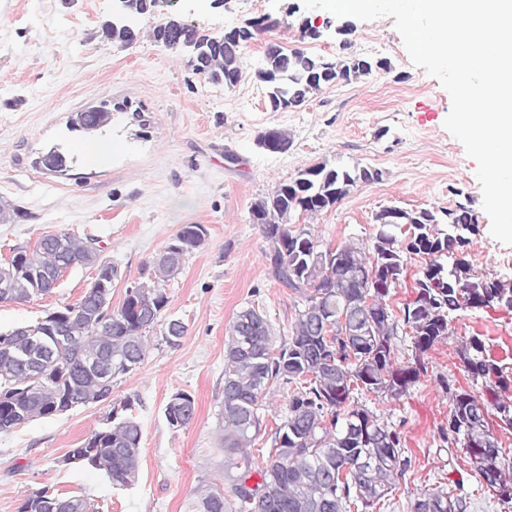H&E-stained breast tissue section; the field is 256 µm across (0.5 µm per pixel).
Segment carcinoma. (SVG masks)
<instances>
[{
    "mask_svg": "<svg viewBox=\"0 0 512 512\" xmlns=\"http://www.w3.org/2000/svg\"><path fill=\"white\" fill-rule=\"evenodd\" d=\"M278 21L252 18L245 27L204 34L195 26L171 19L153 31L170 49L189 53L195 74L224 86L243 76L242 50ZM113 44L127 47L138 33L122 20L106 27ZM373 64L312 56L302 50L269 45L257 79L264 83L275 111L300 107L314 91L338 79L368 75ZM112 112L101 107L79 112L74 131L92 133L107 126ZM41 165L67 169V156L53 147ZM381 178L377 169L336 168L323 162L280 183L251 206L254 223L270 245L266 254L271 276L298 295L291 338L275 347L270 324L254 308L238 313L229 327L224 350V401L217 441L224 451L228 489L202 484L194 493L193 512H369L395 489L411 468L400 432L380 420L376 411L358 402L354 387L387 400H398L427 372L424 354L446 339L458 313L502 306L512 310V279L477 274L465 248L477 231L471 210L463 203L442 211L383 208L375 215L378 229L370 246L347 242L337 251L339 262L304 228L289 223L297 211L316 214L334 206L358 183ZM406 228L397 239L394 230ZM207 230L185 224L143 268V280L127 287L122 305L112 308L117 266L100 258L99 249L71 233L49 234L34 249L18 247L0 263V302L27 301L56 288L59 273L75 265L93 267L94 283L74 304L48 313L33 325L0 330V432H11L42 418L101 403L112 395V383L143 363L151 332L160 329L163 342L178 344L187 325L162 320L169 303L167 283L183 269L188 256L203 247ZM429 256L417 282L416 298L403 305L402 319L390 308L392 290L406 272L407 256ZM410 327L412 355L394 359L398 325ZM458 357L474 385L494 392L486 404L444 379L452 399L448 426L440 437L459 448L486 487L505 504L512 503V460L503 456L490 432L489 408L512 427V375L486 356L485 342L471 336ZM293 387L288 413L271 434L264 466H254L246 449L260 436V401L274 384ZM135 400L113 403L104 426L64 456L70 465L105 475L112 487H131L138 480L142 427L133 416ZM194 398L186 392L170 397L164 417L173 429L190 425ZM467 498L445 488L416 498L411 512H468ZM17 512H97L82 496L48 489L27 495Z\"/></svg>",
    "mask_w": 512,
    "mask_h": 512,
    "instance_id": "carcinoma-1",
    "label": "carcinoma"
}]
</instances>
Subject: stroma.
Instances as JSON below:
<instances>
[{"label": "stroma", "mask_w": 512, "mask_h": 512, "mask_svg": "<svg viewBox=\"0 0 512 512\" xmlns=\"http://www.w3.org/2000/svg\"><path fill=\"white\" fill-rule=\"evenodd\" d=\"M277 19L243 55L244 74L231 90L196 75L186 53L156 43L155 26L172 19L217 33L260 15ZM114 17L113 0H0V201L21 213L0 224V260L42 236L71 233L98 241L101 255L118 267L112 304L142 280L146 261L186 224H201L208 239L167 286L164 318L187 327L178 345L152 334L139 369L119 377L112 398H134L143 439L137 483L112 488L96 471L61 460L99 429L108 403L80 407L0 433V512H17L21 499L50 488L94 502L98 512H189L194 490L224 482V455L216 443L224 399V348L229 326L244 308L259 309L275 344L287 342L297 302L268 274V243L251 219V205L317 162L368 166L382 178L360 183L333 207L294 214L315 238L339 244L370 242L375 214L396 206L440 211L467 204L478 233L466 253L477 274L512 278L501 265L507 247L490 234L476 162L444 127L451 99L440 82L412 64L393 18L353 20L347 46L335 29L340 18L307 9L303 0H157L131 18L136 42L120 48L103 31ZM322 27L320 39L302 37L301 18ZM301 48L333 58L357 56L377 67L370 75L338 80L314 92L299 108L272 111L254 78L268 44ZM112 112L101 132L109 150L87 152L85 133L71 130L76 113ZM271 129L292 141L284 152L258 145ZM74 162L54 173L37 163L53 145ZM94 277L92 268L68 269L51 293L0 303V329L40 321L73 304ZM451 335L425 355L428 372L400 400L376 402L385 422L400 430L412 465L376 512H411L422 493L445 487L466 497L471 512H512L482 485L459 450L441 448L451 401L441 378L471 390L458 358L462 340L483 337L488 355L512 367V311L471 309L451 324ZM184 391L196 416L183 429L168 427L163 409Z\"/></svg>", "instance_id": "35a3bbf8"}]
</instances>
